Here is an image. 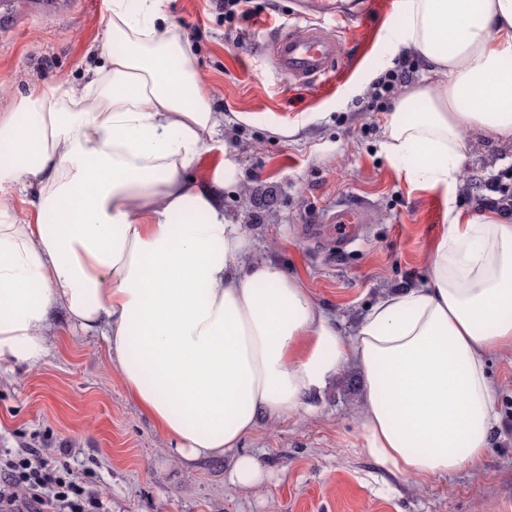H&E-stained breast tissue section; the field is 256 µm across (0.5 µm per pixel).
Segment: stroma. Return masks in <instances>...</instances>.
I'll return each instance as SVG.
<instances>
[{
    "instance_id": "1",
    "label": "stroma",
    "mask_w": 512,
    "mask_h": 512,
    "mask_svg": "<svg viewBox=\"0 0 512 512\" xmlns=\"http://www.w3.org/2000/svg\"><path fill=\"white\" fill-rule=\"evenodd\" d=\"M365 20L327 23L336 75L297 85L263 46L282 29L308 26L296 0H252L225 21L216 0H166L195 46V66L224 114L223 139L237 164L224 208L244 226L257 259H275L343 332L383 294L418 284L452 210L488 209L489 186L512 170V151L492 135L466 131L457 191L411 181L382 150L389 99L375 104L366 79L385 54L398 0H375ZM107 0H35L7 16L0 8V113L38 83L81 82L101 40ZM358 205L355 239L330 236L340 210ZM49 352L36 366L0 365V455L40 448L67 460L104 512H512V353L487 359L501 416L480 467L423 483L384 472L366 453L358 412L359 373L343 367L313 398V412L272 424L259 419L239 448L182 463L153 419L111 368L102 340L53 314ZM263 472L243 489L231 479L237 456Z\"/></svg>"
}]
</instances>
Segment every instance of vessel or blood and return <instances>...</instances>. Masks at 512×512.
<instances>
[{"label":"vessel or blood","mask_w":512,"mask_h":512,"mask_svg":"<svg viewBox=\"0 0 512 512\" xmlns=\"http://www.w3.org/2000/svg\"><path fill=\"white\" fill-rule=\"evenodd\" d=\"M372 0H301L302 14L328 15L339 20L366 17ZM275 67L305 85L334 74L337 49L334 38L322 27L311 25L291 28L279 33L269 46ZM364 215L355 208L340 212L332 219V231L337 239L352 237Z\"/></svg>","instance_id":"1"}]
</instances>
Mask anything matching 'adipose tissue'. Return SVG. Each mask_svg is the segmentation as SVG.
<instances>
[{"label":"adipose tissue","mask_w":512,"mask_h":512,"mask_svg":"<svg viewBox=\"0 0 512 512\" xmlns=\"http://www.w3.org/2000/svg\"><path fill=\"white\" fill-rule=\"evenodd\" d=\"M388 51L438 76L386 121L408 176L456 186L466 131L512 143V0H399ZM99 61L0 114V362L46 356L51 314L103 338L112 369L185 462L238 448L259 417L300 418L328 378L364 383L366 452L415 482L480 465L499 420L485 357L512 352V222L456 213L429 273L351 334L224 211L237 182L191 175L223 113L164 0H108ZM28 195L33 220L14 201Z\"/></svg>","instance_id":"ef3b65f1"}]
</instances>
